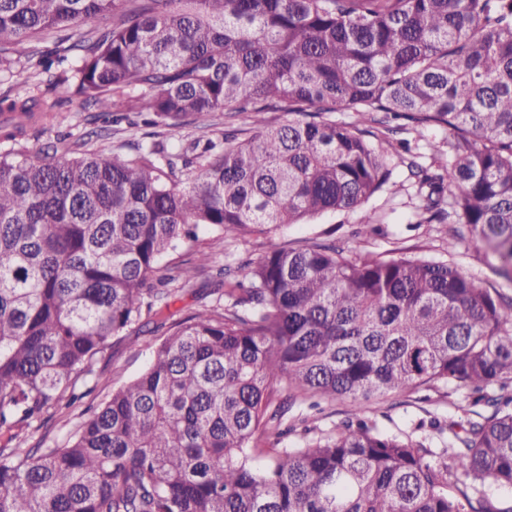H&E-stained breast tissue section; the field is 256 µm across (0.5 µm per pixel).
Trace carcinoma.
<instances>
[{
  "label": "carcinoma",
  "mask_w": 512,
  "mask_h": 512,
  "mask_svg": "<svg viewBox=\"0 0 512 512\" xmlns=\"http://www.w3.org/2000/svg\"><path fill=\"white\" fill-rule=\"evenodd\" d=\"M50 32L65 47L39 73L87 106L137 88L127 110L173 135L217 112L255 132L32 158L26 127L50 126L55 104L0 97V428L38 430L79 399L143 317L165 335L66 447L0 445V512H512V297L451 263L313 242L219 268L211 306L182 316L172 297L209 258L160 263L200 227L270 233L400 191L373 140L404 119L448 131L431 165L407 159L419 223L462 225L507 274L512 0H0V74ZM443 387L489 413L448 418L437 451L362 419L268 441L311 398L361 414Z\"/></svg>",
  "instance_id": "cac0c4a2"
}]
</instances>
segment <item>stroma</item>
Segmentation results:
<instances>
[{"mask_svg": "<svg viewBox=\"0 0 512 512\" xmlns=\"http://www.w3.org/2000/svg\"><path fill=\"white\" fill-rule=\"evenodd\" d=\"M63 123L49 129L35 126L26 138L31 150H38L56 138L65 144L81 143L85 149L113 150L124 142L141 138L145 128L135 113L113 120L111 114H98L92 107L83 106L80 97L58 101ZM445 132L438 127L424 130L401 131L391 135L384 144L387 162L393 179L404 182L407 171L400 163V141H409L414 152L420 153L423 162H430V143L441 141ZM418 202L414 186L391 193L382 190L363 208L341 213H326L305 224H293L270 234H251L244 237L222 239L219 232L203 229L198 239L180 246L164 255V262H179L195 258L197 253L210 256L213 267H237L257 261L267 251L280 247H298L311 241L336 242L344 247L350 257L366 255L390 257H423L456 264L487 286L507 288V281L497 271L496 261L482 248L470 241L454 239L446 224H419L415 221L414 208ZM376 213L380 221L372 226L362 222L365 213ZM160 334H137L114 340L113 345L94 364V391L84 398V405L98 406L112 392L140 375L154 358L161 343ZM464 394L449 388L401 392L372 398L366 404L364 417L369 425L389 435L403 437L415 433L419 423L437 419L447 421L458 415ZM353 413L351 403L344 399L322 403L319 408H295L288 417L293 431L283 440L284 445L300 444L302 437H320L347 421Z\"/></svg>", "mask_w": 512, "mask_h": 512, "instance_id": "obj_1", "label": "stroma"}]
</instances>
